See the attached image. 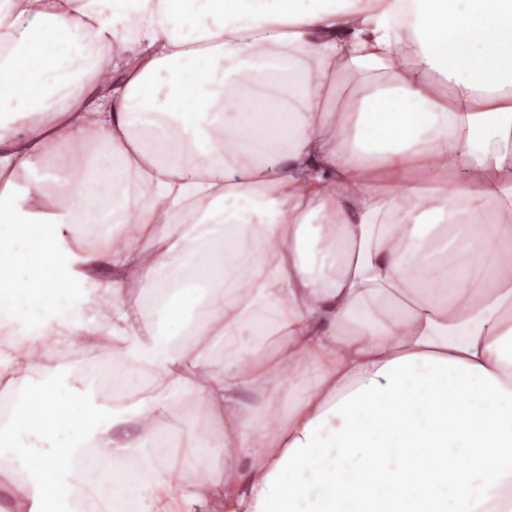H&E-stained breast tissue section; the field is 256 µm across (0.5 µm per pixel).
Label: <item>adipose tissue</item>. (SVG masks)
I'll return each mask as SVG.
<instances>
[{
  "label": "adipose tissue",
  "mask_w": 512,
  "mask_h": 512,
  "mask_svg": "<svg viewBox=\"0 0 512 512\" xmlns=\"http://www.w3.org/2000/svg\"><path fill=\"white\" fill-rule=\"evenodd\" d=\"M503 17L0 0V288L42 291L0 303V478L25 512H256L308 423L399 357L512 392ZM334 73L361 96L333 116Z\"/></svg>",
  "instance_id": "1"
}]
</instances>
